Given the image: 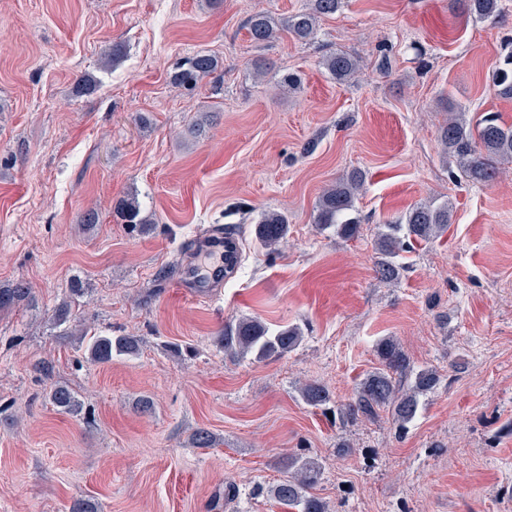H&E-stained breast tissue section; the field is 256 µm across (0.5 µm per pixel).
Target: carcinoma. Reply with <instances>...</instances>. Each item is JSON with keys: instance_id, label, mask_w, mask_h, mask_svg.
I'll return each mask as SVG.
<instances>
[{"instance_id": "1", "label": "carcinoma", "mask_w": 512, "mask_h": 512, "mask_svg": "<svg viewBox=\"0 0 512 512\" xmlns=\"http://www.w3.org/2000/svg\"><path fill=\"white\" fill-rule=\"evenodd\" d=\"M342 0H309L295 14L277 21L265 12H256L247 20L250 38L256 43L274 39L278 32L286 31L298 39H307L316 31L318 21L332 16L341 8ZM467 14L477 20L497 17L501 0H462ZM327 74L338 83L353 79L359 68V59L352 53L340 51L326 55L320 62ZM222 68L219 59L208 53H196L182 63L173 76L181 87H192L199 79ZM492 83L496 95L512 99V42L503 49L492 71ZM440 141L446 156L454 158L461 178L478 184L495 180L498 164L512 159V125L507 126L497 116L487 114L475 122L460 109L448 110V119L440 128ZM364 174L353 171L336 184L323 190L316 204L315 226L320 230L332 229L341 238L350 240L358 236L361 220L355 207L358 192L364 184ZM116 214L122 221L141 230L152 229L150 218L142 215L138 198L129 194L116 206ZM451 223V207L448 203H419L403 216L380 226L377 235L379 258L375 264L376 277L383 282L399 279L403 266L397 261L400 253L407 251L414 242L430 243L440 238ZM288 216L275 210L261 213L255 225V238L264 248L274 249L288 236ZM30 288L17 282L0 286V308L8 307L30 297ZM81 339L86 341L88 360L105 364L114 357H135L140 351V339L135 336L110 334L87 335L82 330ZM303 332L296 325H286L270 330L264 323L251 318H241L224 325L219 336L224 353L235 359L248 354L258 359L282 356L295 350L302 342ZM380 367L368 373L358 384L352 398L340 408V415L347 421L360 418L372 419L379 411L387 410L399 427L404 428L417 415L420 397L432 392L440 383V375L433 368L414 372L412 385L403 390L394 375L410 369L405 353L390 338L377 346ZM305 403L324 406L331 402L328 389L312 382L300 388ZM48 400L65 413L79 414L81 403L66 385L50 387ZM285 475L271 489L273 499L290 512H327L326 503L312 493L321 474L320 464L301 456H292L284 465Z\"/></svg>"}]
</instances>
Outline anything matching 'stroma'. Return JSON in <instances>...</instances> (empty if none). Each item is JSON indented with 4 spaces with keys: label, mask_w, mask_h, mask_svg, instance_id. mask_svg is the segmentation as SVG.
<instances>
[{
    "label": "stroma",
    "mask_w": 512,
    "mask_h": 512,
    "mask_svg": "<svg viewBox=\"0 0 512 512\" xmlns=\"http://www.w3.org/2000/svg\"><path fill=\"white\" fill-rule=\"evenodd\" d=\"M305 2L0 0V285L33 294L0 309V512L79 499L98 512H285L267 490L294 455L321 464L329 512H512V161L474 185L452 177L439 140L451 105L512 124L489 80L512 0L492 22L458 0H343L308 39L251 41V14L283 19ZM337 50L358 56L355 80L321 67ZM198 52L219 56L222 76L175 87ZM86 74L96 88L77 93ZM354 170L359 236L318 231L319 196ZM130 193L151 231L116 218ZM424 202L451 203L447 233L380 282V224ZM90 209L97 223H83ZM266 210L290 224L273 252L254 236ZM219 224L237 226L240 266L185 295V255ZM76 280L72 321L140 338L138 356L91 363L54 323ZM242 317L304 340L228 359L217 338ZM387 337L439 386L407 428L385 411L344 421L338 404ZM314 381L331 404L301 399ZM55 383L80 415L46 399ZM201 428L213 446H193Z\"/></svg>",
    "instance_id": "obj_1"
}]
</instances>
